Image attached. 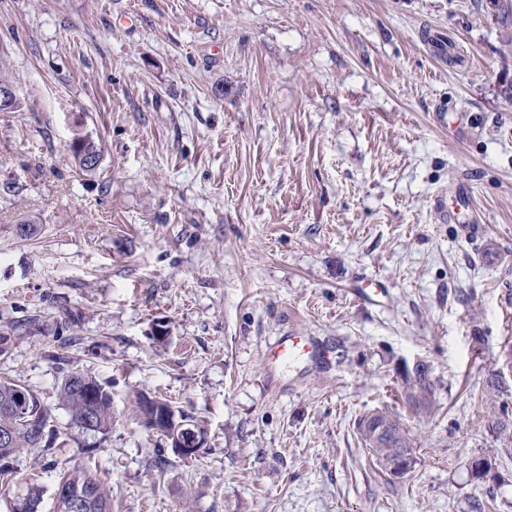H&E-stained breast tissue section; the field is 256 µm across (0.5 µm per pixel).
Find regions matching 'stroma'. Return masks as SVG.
I'll use <instances>...</instances> for the list:
<instances>
[{
	"mask_svg": "<svg viewBox=\"0 0 512 512\" xmlns=\"http://www.w3.org/2000/svg\"><path fill=\"white\" fill-rule=\"evenodd\" d=\"M0 76V378L54 416L0 512L31 485L54 512L73 465L112 512H512V0H0ZM459 183L475 238L435 209ZM290 334L324 360L271 363ZM76 366L112 393L90 457L57 407ZM141 391L208 448L143 428ZM376 410L415 442L404 478L361 441ZM179 422L182 423L180 429H193L199 431H205L203 428L192 423V420H188V418L183 417L179 414ZM181 423H178L176 420V414L173 411H169L167 409L162 410V424L166 425L172 431L166 430L165 433H171L173 443L171 442L172 448L183 457H192L197 455L202 448H206L208 444V436L207 433H200L197 431H192L190 436H182L184 432L181 430L178 433V429ZM83 482H92L96 487V497L85 506L83 512H112V492L101 484L86 467L75 465L64 470L59 485H77Z\"/></svg>",
	"mask_w": 512,
	"mask_h": 512,
	"instance_id": "35a3bbf8",
	"label": "stroma"
}]
</instances>
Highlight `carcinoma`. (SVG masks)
I'll list each match as a JSON object with an SVG mask.
<instances>
[{
	"instance_id": "obj_1",
	"label": "carcinoma",
	"mask_w": 512,
	"mask_h": 512,
	"mask_svg": "<svg viewBox=\"0 0 512 512\" xmlns=\"http://www.w3.org/2000/svg\"><path fill=\"white\" fill-rule=\"evenodd\" d=\"M71 152L78 166H83V155L100 154L98 144L91 137H79L71 144ZM59 406L69 417V425L84 432L86 419H91L93 435L83 439L86 452L95 449L112 430V393L105 389L91 374L74 368L61 383ZM54 422L52 409L44 404L33 391L10 379H0V434L11 439L9 456L35 451L48 452L43 444L45 429ZM361 440L374 460H379L384 448H410L408 431L398 417L377 411L370 423L359 421ZM91 482L96 487V497L84 508V512H112V492L101 484L86 467L75 465L64 470L59 483L77 485Z\"/></svg>"
}]
</instances>
